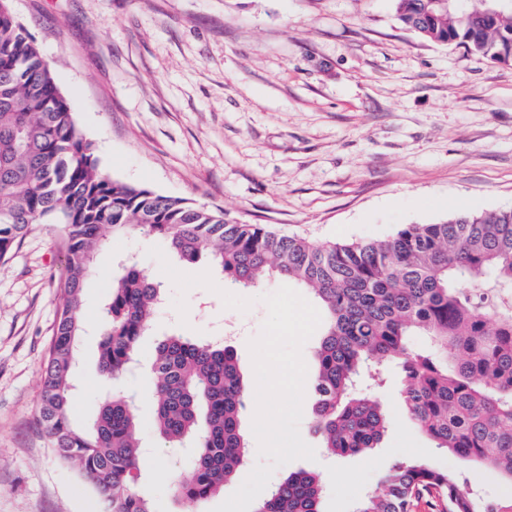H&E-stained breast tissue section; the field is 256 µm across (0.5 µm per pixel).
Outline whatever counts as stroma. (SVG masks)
<instances>
[{
	"label": "stroma",
	"mask_w": 512,
	"mask_h": 512,
	"mask_svg": "<svg viewBox=\"0 0 512 512\" xmlns=\"http://www.w3.org/2000/svg\"><path fill=\"white\" fill-rule=\"evenodd\" d=\"M12 8L114 179L317 243L512 209V63L403 28L394 0H12ZM163 245L111 236L98 254L76 341L73 421L90 428L110 394L132 396L148 450L138 491L154 512H213L258 463V442L249 438L243 467L219 494L176 498L173 480L187 474L190 451L165 445L156 430L150 364L162 337L225 336L251 374L248 343L267 316L261 297L282 282L250 290L244 312L193 287L183 317L168 285L137 373L106 380L97 369L100 315L116 261L133 257L163 279L147 254ZM64 267L58 224L39 226L0 262V512H104L34 423ZM384 397L389 427L378 448L333 458L303 415L300 434L316 458L277 468L271 484L305 470L322 483V512H355L389 466L417 458L482 496L512 494L511 482L413 427L395 382Z\"/></svg>",
	"instance_id": "35a3bbf8"
}]
</instances>
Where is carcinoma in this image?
<instances>
[{
	"instance_id": "cac0c4a2",
	"label": "carcinoma",
	"mask_w": 512,
	"mask_h": 512,
	"mask_svg": "<svg viewBox=\"0 0 512 512\" xmlns=\"http://www.w3.org/2000/svg\"><path fill=\"white\" fill-rule=\"evenodd\" d=\"M397 21L421 37L512 61V3L395 0ZM63 225L66 274L44 364L35 422L59 459L92 485L106 512H153L137 491L138 421L115 395L88 430L75 427L72 370L86 280L104 231L166 241L172 256L202 255L239 291L272 278L309 288L324 313L311 415L337 458L365 454L388 429L378 388L391 367L411 421L437 447L512 478V210L460 213L412 224L388 240L315 245L277 235L219 209L137 188L105 175L76 127L54 72L0 0V261L41 224ZM162 281L120 263L103 308L100 371L122 376L137 363ZM428 346L415 349L413 336ZM155 426L171 447L194 442L190 472L174 492L203 501L243 466L240 418L250 386L223 341L169 336L152 364ZM322 484L309 472L285 478L257 512H321ZM512 512V496L485 500L453 473L415 460L392 465L357 512Z\"/></svg>"
}]
</instances>
